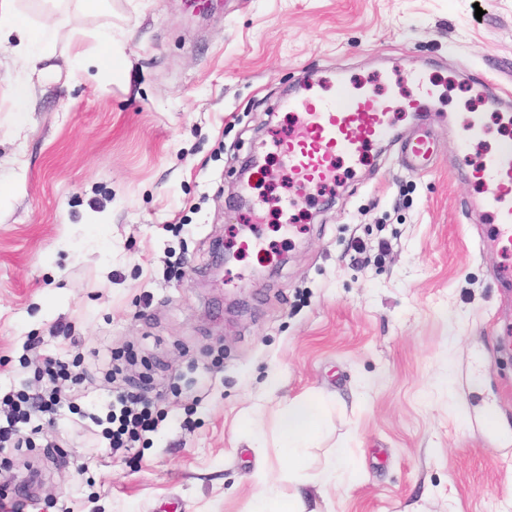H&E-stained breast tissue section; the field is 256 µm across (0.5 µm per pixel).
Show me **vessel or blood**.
Returning <instances> with one entry per match:
<instances>
[{
	"label": "vessel or blood",
	"instance_id": "b4317fda",
	"mask_svg": "<svg viewBox=\"0 0 512 512\" xmlns=\"http://www.w3.org/2000/svg\"><path fill=\"white\" fill-rule=\"evenodd\" d=\"M406 78L415 90L412 104L436 96L435 84L423 73L411 70ZM351 86V80L340 78L333 94L287 102L288 111L296 113L299 122L286 150L297 190L280 206L284 220H291L293 211L303 205L308 186L321 187L334 181L341 166L355 172L367 149L389 136L393 122L388 102L369 90L352 91ZM461 127V150L466 153L484 133L485 125L481 115L475 113L463 120ZM432 152L428 138L411 140L406 147L411 171H426ZM472 176L483 190L481 217L494 231L493 236L483 237V245L511 248L512 139L502 142L493 154L474 166Z\"/></svg>",
	"mask_w": 512,
	"mask_h": 512
}]
</instances>
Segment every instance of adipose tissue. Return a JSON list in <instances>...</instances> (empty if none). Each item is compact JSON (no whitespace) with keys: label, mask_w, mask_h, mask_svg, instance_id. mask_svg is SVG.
<instances>
[{"label":"adipose tissue","mask_w":512,"mask_h":512,"mask_svg":"<svg viewBox=\"0 0 512 512\" xmlns=\"http://www.w3.org/2000/svg\"><path fill=\"white\" fill-rule=\"evenodd\" d=\"M54 37L51 24L32 22L19 7L18 0H0V42H13L14 55L25 64L30 79L38 75L37 64L43 57L42 50L49 47ZM30 79L11 89V95L18 105H26L30 99ZM278 432L281 455L288 458L294 471L300 472L301 477L295 480L292 492L276 497L266 491L258 494L250 512H304V486L314 484L326 487L341 481L350 471V458L339 448L334 451L327 467L312 475H302L307 452L317 444L321 435L320 410L314 401L301 399L291 402L281 415Z\"/></svg>","instance_id":"1"}]
</instances>
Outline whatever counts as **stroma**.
Wrapping results in <instances>:
<instances>
[{"label":"stroma","instance_id":"obj_1","mask_svg":"<svg viewBox=\"0 0 512 512\" xmlns=\"http://www.w3.org/2000/svg\"><path fill=\"white\" fill-rule=\"evenodd\" d=\"M56 19L21 117L0 45V398L40 390L47 356L79 380L30 446L0 452L11 512H248L257 465L273 484L290 467L276 426L300 397L325 409L311 467L334 448L354 462L311 492L320 512H512V282L479 248L448 129L483 111L470 86L512 89V0H65ZM106 26L121 79L72 55ZM413 68L438 93L409 109ZM339 74L389 77L393 136L286 227L279 104ZM417 129L434 140L420 174L401 150ZM256 233L265 251L242 249ZM131 383L168 416L115 452L89 416ZM488 407L505 437L479 429Z\"/></svg>","mask_w":512,"mask_h":512}]
</instances>
